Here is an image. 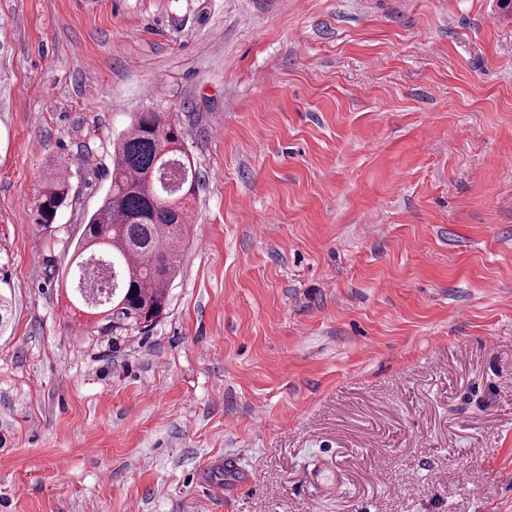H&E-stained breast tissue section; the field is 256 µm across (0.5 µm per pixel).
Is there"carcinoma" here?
<instances>
[{
    "label": "carcinoma",
    "mask_w": 512,
    "mask_h": 512,
    "mask_svg": "<svg viewBox=\"0 0 512 512\" xmlns=\"http://www.w3.org/2000/svg\"><path fill=\"white\" fill-rule=\"evenodd\" d=\"M197 186V167L175 120L166 112L138 113L114 146L110 188L71 258L77 280L71 303L99 319L102 331L140 322L150 328L164 318L193 221L187 200ZM69 192L64 175L48 180L38 199V223H53ZM95 259L112 265L109 297L91 282Z\"/></svg>",
    "instance_id": "cac0c4a2"
}]
</instances>
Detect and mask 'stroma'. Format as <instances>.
I'll use <instances>...</instances> for the list:
<instances>
[{"label": "stroma", "mask_w": 512, "mask_h": 512, "mask_svg": "<svg viewBox=\"0 0 512 512\" xmlns=\"http://www.w3.org/2000/svg\"><path fill=\"white\" fill-rule=\"evenodd\" d=\"M498 2L0 0V512H512ZM146 111L193 241L149 332L81 328L61 283ZM70 192L67 178L59 174L48 180L40 191L37 204L38 224H52L57 211L66 203ZM53 209V212H50Z\"/></svg>", "instance_id": "35a3bbf8"}]
</instances>
